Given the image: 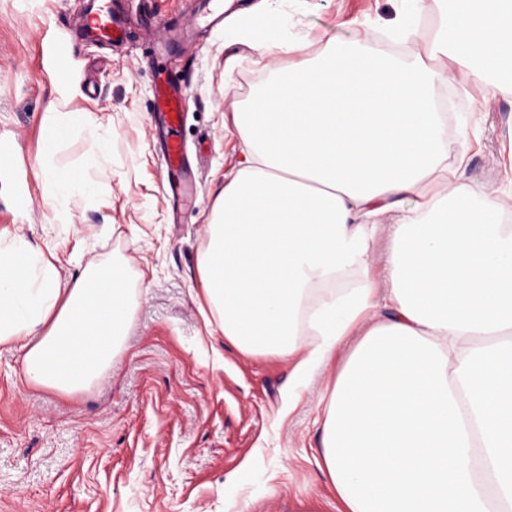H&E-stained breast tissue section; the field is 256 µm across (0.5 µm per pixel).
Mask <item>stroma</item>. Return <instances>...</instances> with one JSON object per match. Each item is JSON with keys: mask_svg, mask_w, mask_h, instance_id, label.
Returning a JSON list of instances; mask_svg holds the SVG:
<instances>
[{"mask_svg": "<svg viewBox=\"0 0 512 512\" xmlns=\"http://www.w3.org/2000/svg\"><path fill=\"white\" fill-rule=\"evenodd\" d=\"M205 0H126L125 41L92 43L79 21L88 0H0V229L57 246L63 278L91 264H125L134 299L120 352L88 390L29 384L17 348L0 345V512H339L320 465L329 392L356 337L284 401L294 364L246 356L207 322L198 262L206 226L241 155L234 114L282 67L355 42L403 55L387 40L398 16L418 15L432 40L446 0H229L223 25L198 22ZM278 15L298 51L276 60L238 41L258 11ZM163 37L147 33L152 17ZM187 86L180 136L198 172L195 206L163 187L152 111L161 78ZM465 70L435 85L458 121L449 159L489 195L512 183V93H470ZM75 90L70 101L60 92ZM86 112L53 149L50 111ZM111 121L109 180L66 210L47 204V178L89 167L93 126Z\"/></svg>", "mask_w": 512, "mask_h": 512, "instance_id": "35a3bbf8", "label": "stroma"}]
</instances>
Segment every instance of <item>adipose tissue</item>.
Masks as SVG:
<instances>
[{
    "mask_svg": "<svg viewBox=\"0 0 512 512\" xmlns=\"http://www.w3.org/2000/svg\"><path fill=\"white\" fill-rule=\"evenodd\" d=\"M435 38L408 60L338 47L275 70L235 115L245 145L207 226L199 262L211 314L248 356L294 361L297 378L347 336L401 325L437 344L469 435L472 481L493 475L455 373L477 343L512 335V188L491 198L448 168L435 61L468 69L481 95L512 90V0H450ZM262 55L293 52L265 13ZM416 205L401 211L403 197ZM391 227L387 283L372 243ZM133 316L123 265L67 283L23 235L0 231V345L28 382L70 395L112 364Z\"/></svg>",
    "mask_w": 512,
    "mask_h": 512,
    "instance_id": "1",
    "label": "adipose tissue"
}]
</instances>
